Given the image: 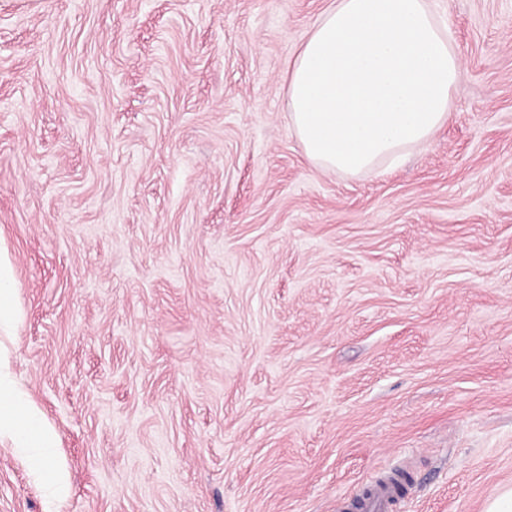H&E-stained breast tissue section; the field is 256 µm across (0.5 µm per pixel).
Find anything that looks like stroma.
<instances>
[{"label":"stroma","instance_id":"35a3bbf8","mask_svg":"<svg viewBox=\"0 0 512 512\" xmlns=\"http://www.w3.org/2000/svg\"><path fill=\"white\" fill-rule=\"evenodd\" d=\"M331 0H0V512H486L512 486V0H435L446 124L314 167L285 107ZM67 486L58 494L51 474ZM13 281L11 270L7 263L0 264V321L9 320L13 317L15 309L12 303ZM14 431L26 448H53L54 436L30 411L24 401L10 389L5 375L0 373V431ZM390 477H385L358 499L355 504L356 512H391L401 499V488L392 484Z\"/></svg>","mask_w":512,"mask_h":512}]
</instances>
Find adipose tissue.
<instances>
[{"instance_id":"1","label":"adipose tissue","mask_w":512,"mask_h":512,"mask_svg":"<svg viewBox=\"0 0 512 512\" xmlns=\"http://www.w3.org/2000/svg\"><path fill=\"white\" fill-rule=\"evenodd\" d=\"M460 69L451 27L431 0H332L288 62L292 130L322 170H381L446 123ZM2 429L27 448L54 443L0 374Z\"/></svg>"}]
</instances>
